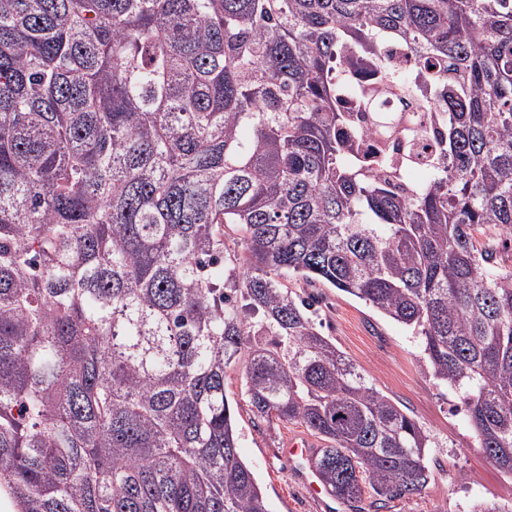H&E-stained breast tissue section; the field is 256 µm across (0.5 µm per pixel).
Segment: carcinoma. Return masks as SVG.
I'll use <instances>...</instances> for the list:
<instances>
[{
	"label": "carcinoma",
	"instance_id": "obj_1",
	"mask_svg": "<svg viewBox=\"0 0 512 512\" xmlns=\"http://www.w3.org/2000/svg\"><path fill=\"white\" fill-rule=\"evenodd\" d=\"M387 35L418 80L380 61L376 84L407 111L339 106L342 48ZM487 224L512 238V0H0V490L18 512H269L224 388L245 354L254 417L320 437L338 499L421 492L432 437L293 277L409 328L512 476Z\"/></svg>",
	"mask_w": 512,
	"mask_h": 512
}]
</instances>
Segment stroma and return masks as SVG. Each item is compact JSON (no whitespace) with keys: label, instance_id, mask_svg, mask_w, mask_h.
Masks as SVG:
<instances>
[{"label":"stroma","instance_id":"35a3bbf8","mask_svg":"<svg viewBox=\"0 0 512 512\" xmlns=\"http://www.w3.org/2000/svg\"><path fill=\"white\" fill-rule=\"evenodd\" d=\"M287 286L301 295L320 296L317 315L323 334L435 442L428 454L429 483L421 494L386 502L381 508L374 507L368 496L357 503L339 500L335 512H471L479 500L512 503V476L477 448L462 411V393L438 385L425 371L419 343L402 324L326 284L309 286L291 279ZM225 392L238 405L239 455L264 489L270 512H325L283 455L290 439H305L318 448L320 438L298 423L256 420L241 368L228 370Z\"/></svg>","mask_w":512,"mask_h":512}]
</instances>
